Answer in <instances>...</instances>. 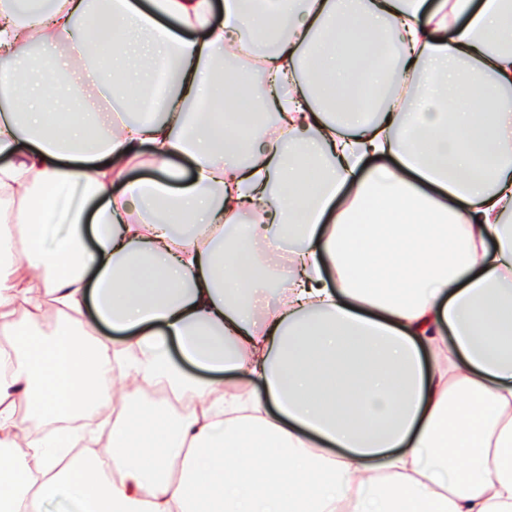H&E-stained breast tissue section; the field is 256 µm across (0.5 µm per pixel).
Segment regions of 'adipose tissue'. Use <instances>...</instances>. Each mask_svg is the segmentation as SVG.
Returning <instances> with one entry per match:
<instances>
[{"instance_id":"obj_1","label":"adipose tissue","mask_w":512,"mask_h":512,"mask_svg":"<svg viewBox=\"0 0 512 512\" xmlns=\"http://www.w3.org/2000/svg\"><path fill=\"white\" fill-rule=\"evenodd\" d=\"M115 25L176 63L150 118L90 54ZM349 27L356 68L390 34L403 102L385 80L366 111L316 92L343 76L317 45ZM228 54L277 115L245 163L196 110ZM60 74L83 116L54 131ZM473 137L497 156L475 178ZM110 407L104 445L75 428ZM340 502L512 512V0H0V512Z\"/></svg>"}]
</instances>
